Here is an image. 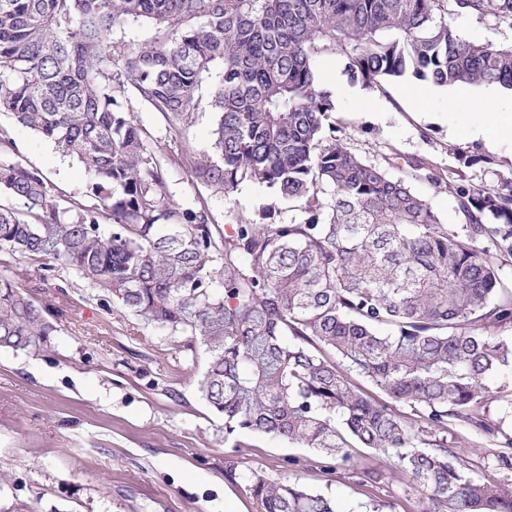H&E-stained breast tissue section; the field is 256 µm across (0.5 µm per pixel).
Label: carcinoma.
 I'll return each mask as SVG.
<instances>
[{"instance_id": "cac0c4a2", "label": "carcinoma", "mask_w": 512, "mask_h": 512, "mask_svg": "<svg viewBox=\"0 0 512 512\" xmlns=\"http://www.w3.org/2000/svg\"><path fill=\"white\" fill-rule=\"evenodd\" d=\"M450 15L512 21V0H0V112L82 161L90 205L64 200L0 132V252L45 279L83 280L147 325L196 339L200 391L225 436L254 432L348 468L366 448L408 477L421 512H512V179L497 189L429 163L401 176L347 148L315 61L367 88L413 76L512 91V46L468 41ZM146 18L155 40L110 38ZM215 114L197 179L288 200L287 224L216 236L205 205L169 194L157 151L118 99L137 94L179 130L203 82ZM448 188L445 224L412 182ZM56 326L0 279V349L28 355ZM358 375L386 399L358 390ZM463 426L501 452L474 469ZM261 512H337L298 480L252 472Z\"/></svg>"}]
</instances>
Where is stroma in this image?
<instances>
[{
	"mask_svg": "<svg viewBox=\"0 0 512 512\" xmlns=\"http://www.w3.org/2000/svg\"><path fill=\"white\" fill-rule=\"evenodd\" d=\"M465 39L495 47L512 44V22L449 16ZM317 76L335 96L332 117L345 146L363 159L392 167L425 159L435 169L462 170L467 182L498 187L512 177V137L486 143L470 138L474 103L486 90L468 87L456 106L447 90L406 78L368 89L347 81L336 57L317 59ZM150 134L176 203L204 202L213 224L275 221L295 213L274 202L271 189L246 183L229 193L197 181L193 170L209 151L215 128L209 91H202L189 126L168 132L163 118L135 95L121 100ZM20 156L66 199L89 203L78 158L0 112ZM473 163L463 167L461 155ZM14 282L48 310H60L46 351L29 356L0 350V512H259L248 477L279 482L295 476L333 497L340 512H418L405 496V474L387 470L360 484L321 453L257 433L224 437V423L199 392L207 354L191 337L148 326L71 274L44 280L21 258L0 252V278Z\"/></svg>",
	"mask_w": 512,
	"mask_h": 512,
	"instance_id": "35a3bbf8",
	"label": "stroma"
}]
</instances>
